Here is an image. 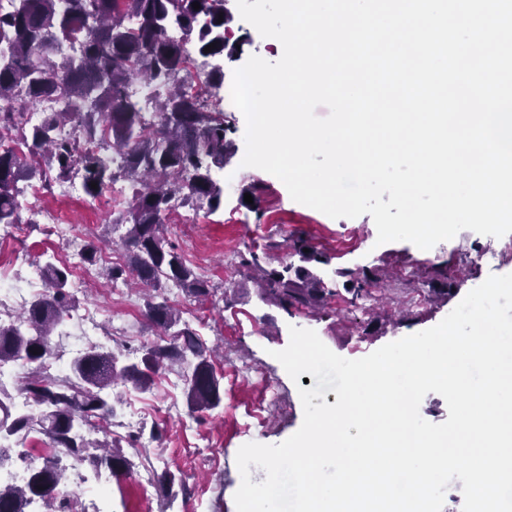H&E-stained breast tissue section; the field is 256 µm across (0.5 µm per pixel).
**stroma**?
I'll return each mask as SVG.
<instances>
[{"mask_svg": "<svg viewBox=\"0 0 512 512\" xmlns=\"http://www.w3.org/2000/svg\"><path fill=\"white\" fill-rule=\"evenodd\" d=\"M227 33L233 40L249 35L250 42L235 59L218 58L225 79H232L234 70L250 56L269 62L282 56L277 39L261 36L241 16H234ZM234 118L232 139L238 154L216 176L234 175L240 188L257 184L258 210L241 205L235 194L226 197L216 213L197 208L195 223H181L176 211L167 222L169 241L217 288L215 295L202 303L176 289L169 291L168 298L179 305L184 317L200 310L208 313V320L196 321L195 326L207 345L220 348L215 367L224 375V400L214 411L190 414L178 387L181 377L174 371L149 392H126L112 431L127 437L124 424L135 410L143 407L147 414L139 420L140 437L126 449L133 463L132 475L112 482L111 512H236L234 495L241 483L236 464L239 448L251 442L279 444L303 421L297 386L274 357L288 346L290 327L314 330L337 355L359 359L389 342L437 325L489 275L512 273V251H505L497 266L485 265L479 255L488 238L470 230L428 250L406 241L381 245L370 215L334 219L294 201L278 178L243 166L240 152L245 148L246 119L239 112ZM121 207V202L108 194L90 207L80 193L72 197L57 191L41 193L36 208L20 212L28 224L25 237L0 243V267L9 268L19 259L32 264H72L74 251L95 240ZM45 211L61 217L64 232L51 234L41 222ZM299 236L307 239L318 255L310 269L335 293L314 312L284 309L262 300L257 286L244 277L238 264L239 254L251 246L263 252L265 268L292 263L290 244ZM435 267L447 269L454 281L450 294L439 298L434 295L438 283L430 276ZM363 271L400 280L397 289L388 293L386 318H372L369 310L344 301L350 273ZM71 289L80 306L96 310L92 331L96 339L119 330V343L133 357L142 343L153 339L139 291L113 288L98 275L72 284ZM254 409L260 412L259 420H248V412ZM167 470L183 478L189 494L168 490L162 479Z\"/></svg>", "mask_w": 512, "mask_h": 512, "instance_id": "1", "label": "stroma"}]
</instances>
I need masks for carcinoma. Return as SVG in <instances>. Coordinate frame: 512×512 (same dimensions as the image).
Segmentation results:
<instances>
[{
	"mask_svg": "<svg viewBox=\"0 0 512 512\" xmlns=\"http://www.w3.org/2000/svg\"><path fill=\"white\" fill-rule=\"evenodd\" d=\"M229 21V0H9L0 7V102L20 97L40 104L58 96L68 102L34 123L0 112V126L33 156L28 161L0 142V224L21 223L17 184L37 180L48 189L52 171L61 181L80 175L91 201L124 183L128 206L107 233H120L127 260L102 268L101 275L141 289L144 315L157 330V339L144 344L138 358L91 342L69 362L65 378H50L45 364L53 353L52 336L77 304L69 267L37 265L44 293L15 319L0 322V365L26 369L17 389L40 411L17 410L7 387L0 386V466L13 461L19 439L31 433L42 435L54 454L29 465L23 483H0V512H30L38 501L44 512H59L57 489L70 460L104 467L115 478L130 474L132 462L121 440L106 430L103 438L91 439L83 430L92 419L115 418L117 386L146 392L159 374L176 368L190 413L210 412L223 400V376L214 367L217 348L207 346L165 296L172 287L203 301L212 286L169 243L165 230L167 215L179 204L199 203L215 213L224 203L214 171L233 154L235 126L211 99L224 74H208L193 93L180 73L187 70L182 41L193 37L201 56L235 58L248 37L229 42ZM172 30L182 39L171 37ZM211 43L215 48L204 52ZM135 80L159 88L150 99V120L129 97ZM112 156L121 160L119 167H113ZM290 248L302 263L315 259L304 238ZM239 264L258 276L264 299L285 308L314 311L331 294L302 264L269 270L252 250L239 255ZM380 280L376 273L351 277L348 302L378 300L372 286Z\"/></svg>",
	"mask_w": 512,
	"mask_h": 512,
	"instance_id": "cac0c4a2",
	"label": "carcinoma"
}]
</instances>
